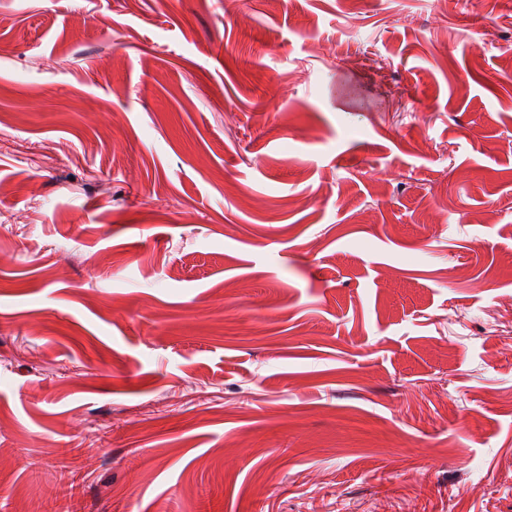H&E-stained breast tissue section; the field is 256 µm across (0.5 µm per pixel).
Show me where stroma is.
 <instances>
[{"mask_svg":"<svg viewBox=\"0 0 512 512\" xmlns=\"http://www.w3.org/2000/svg\"><path fill=\"white\" fill-rule=\"evenodd\" d=\"M433 3L0 0V512H512V0Z\"/></svg>","mask_w":512,"mask_h":512,"instance_id":"stroma-1","label":"stroma"}]
</instances>
